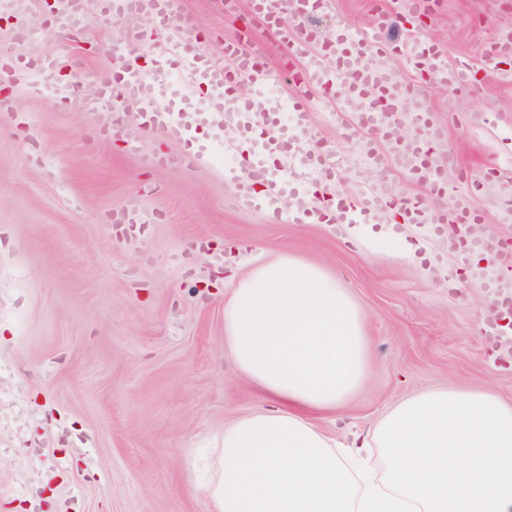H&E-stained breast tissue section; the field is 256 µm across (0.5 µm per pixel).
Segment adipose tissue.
Segmentation results:
<instances>
[{
    "label": "adipose tissue",
    "mask_w": 512,
    "mask_h": 512,
    "mask_svg": "<svg viewBox=\"0 0 512 512\" xmlns=\"http://www.w3.org/2000/svg\"><path fill=\"white\" fill-rule=\"evenodd\" d=\"M224 352L261 406L225 425L210 512H512V402L417 393L352 445L316 423L366 378L364 316L323 268L283 254L230 277Z\"/></svg>",
    "instance_id": "1"
}]
</instances>
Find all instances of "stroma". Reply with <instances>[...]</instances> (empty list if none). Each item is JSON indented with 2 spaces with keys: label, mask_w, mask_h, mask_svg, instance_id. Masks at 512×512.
I'll return each mask as SVG.
<instances>
[{
  "label": "stroma",
  "mask_w": 512,
  "mask_h": 512,
  "mask_svg": "<svg viewBox=\"0 0 512 512\" xmlns=\"http://www.w3.org/2000/svg\"><path fill=\"white\" fill-rule=\"evenodd\" d=\"M371 0H329L322 35L343 24L368 27ZM213 61L224 42L250 29L270 70H296L282 45L239 0H179ZM111 19L93 11L84 48L73 58L99 74L115 53ZM512 29V0H443L423 25L448 61L469 56L473 87L456 97L431 86L428 107L445 120L443 146L458 165L482 173L507 161L512 137V58L492 67L483 46ZM0 122V512H208L198 485L203 450L225 423L255 409L251 385L224 357V269L238 271L280 252L324 267L354 297L365 318L368 379L320 425L336 440L373 426L402 396L449 385H485L512 400V356L487 349L477 332L481 289L453 287L456 257L444 232L416 224H284L231 203L220 161L224 137L211 136L199 166L182 143L162 135L133 144L101 135L96 113L64 108L52 94L9 88ZM315 131L342 163L336 190L386 188L417 196L419 182L383 175L341 136L331 100L315 102ZM490 115L476 132L449 113ZM161 165L149 164V157ZM137 199L157 223L116 242L113 211ZM507 184L488 180L473 203L490 234L512 239L500 211ZM397 233L410 259L371 254L360 238ZM207 239L224 268L191 247ZM429 268L432 282L419 271Z\"/></svg>",
  "instance_id": "35a3bbf8"
}]
</instances>
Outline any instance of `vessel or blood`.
Returning a JSON list of instances; mask_svg holds the SVG:
<instances>
[{"label": "vessel or blood", "instance_id": "vessel-or-blood-1", "mask_svg": "<svg viewBox=\"0 0 512 512\" xmlns=\"http://www.w3.org/2000/svg\"><path fill=\"white\" fill-rule=\"evenodd\" d=\"M325 7L326 0H249L251 14L267 28L276 30L289 56L303 63L302 70L292 75L297 94L292 102V122L285 125L279 121L275 108L255 113L252 104L237 93L238 86L245 82L269 85L275 81L248 35L225 43L224 60L217 64L194 51L199 36L189 18L177 16L176 0H113L112 16L123 25L114 42L121 65L112 76L102 77L101 89L113 102L140 108L142 123L135 127L113 122L112 137L137 139L156 130L184 143L186 161L195 164L205 157L199 132L216 134L225 125L234 126L236 136L227 145L240 153L242 162L224 171L225 179L234 185L232 201L242 210L263 211L278 223L384 224L389 213L398 210L407 224H481L482 217L474 210L470 195L477 177L460 170L450 178L429 162L430 156L438 151L441 127L434 115L425 110L418 117L421 135L412 144L414 162L404 172L426 184V198H397L367 190L354 195L327 193V186L336 182L340 166L334 150L315 143L316 132L308 108L310 96L344 84L347 98L354 101L356 117L348 135H357L359 129L370 127L377 136L389 139L397 130L392 119L395 85H402L404 96L411 101L424 98L432 82L444 84L457 93L472 87L473 65L469 58L462 57L451 66H442V48L416 37L385 39L395 16L427 12L428 0H404L400 13L379 10L368 30L354 35L340 28L330 38L321 36L306 21L308 15ZM286 12L294 14L300 23L299 30L283 25L282 15ZM131 18L145 21V28L126 27V20ZM37 25V20L27 17L18 23L14 37L26 44L29 52L1 63L0 80L12 85L25 84L29 92L36 94L50 87L69 109L92 110V100L76 95L58 79L70 65L65 53H45L33 41ZM166 27L174 30L176 49L172 57L183 75V105L175 110L153 105L168 86L166 73H140L135 69L150 30ZM392 56L416 60L422 71L429 73V80L399 82L395 71L380 65L381 60ZM483 57L491 64L512 57V32L488 42ZM204 83L220 89V96L212 98L207 111L190 110L187 100L195 97ZM287 196L298 199L295 210L283 208L282 200ZM486 257L494 265L496 276L490 285L495 299L481 314L483 338L499 347L505 339L496 329L498 320L512 311V294L502 290L503 285L512 282V241L496 239Z\"/></svg>", "mask_w": 512, "mask_h": 512}]
</instances>
